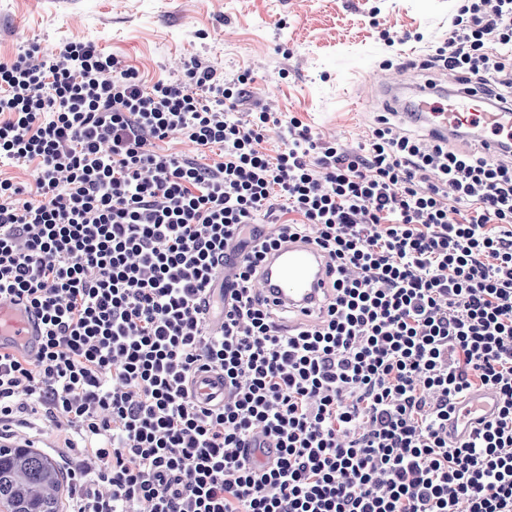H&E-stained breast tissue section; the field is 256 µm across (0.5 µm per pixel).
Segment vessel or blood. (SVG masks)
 I'll use <instances>...</instances> for the list:
<instances>
[{"instance_id": "obj_1", "label": "vessel or blood", "mask_w": 512, "mask_h": 512, "mask_svg": "<svg viewBox=\"0 0 512 512\" xmlns=\"http://www.w3.org/2000/svg\"><path fill=\"white\" fill-rule=\"evenodd\" d=\"M385 111L410 115L415 125L433 137H444L481 147L488 160L500 159L512 146V108L498 104L485 85L438 82L420 85L381 80ZM327 257L307 241L295 239L273 251L259 276L265 296L280 307L313 315L329 280ZM40 333L32 316L16 302L0 300V346L13 344L29 352L39 348ZM193 395L205 403L224 399V379L210 370L198 371L191 380ZM496 389L482 388L460 400L448 420V442L457 445L494 421L499 413Z\"/></svg>"}]
</instances>
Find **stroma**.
I'll use <instances>...</instances> for the list:
<instances>
[{
  "instance_id": "1",
  "label": "stroma",
  "mask_w": 512,
  "mask_h": 512,
  "mask_svg": "<svg viewBox=\"0 0 512 512\" xmlns=\"http://www.w3.org/2000/svg\"><path fill=\"white\" fill-rule=\"evenodd\" d=\"M455 10V0H0V55L80 38L124 56L149 84L192 57L220 78L249 73L250 104L354 149L382 113L370 80L399 78L398 63L433 53ZM11 428L61 469L86 468L42 414Z\"/></svg>"
}]
</instances>
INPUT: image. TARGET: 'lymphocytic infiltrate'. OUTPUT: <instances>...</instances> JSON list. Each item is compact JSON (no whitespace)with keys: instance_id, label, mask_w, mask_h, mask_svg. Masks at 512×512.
Wrapping results in <instances>:
<instances>
[{"instance_id":"f902f5d3","label":"lymphocytic infiltrate","mask_w":512,"mask_h":512,"mask_svg":"<svg viewBox=\"0 0 512 512\" xmlns=\"http://www.w3.org/2000/svg\"><path fill=\"white\" fill-rule=\"evenodd\" d=\"M458 2L431 66L511 89L512 0ZM248 81L192 58L148 86L80 40L0 59V166L32 177H0V298L41 334L0 348V426L66 419L96 465L70 512H512V163L385 115L348 151L248 107ZM175 136L199 156L159 150ZM298 236L333 274L317 322L290 328L257 279ZM206 368L223 404L189 390ZM480 387L498 419L449 445Z\"/></svg>"}]
</instances>
